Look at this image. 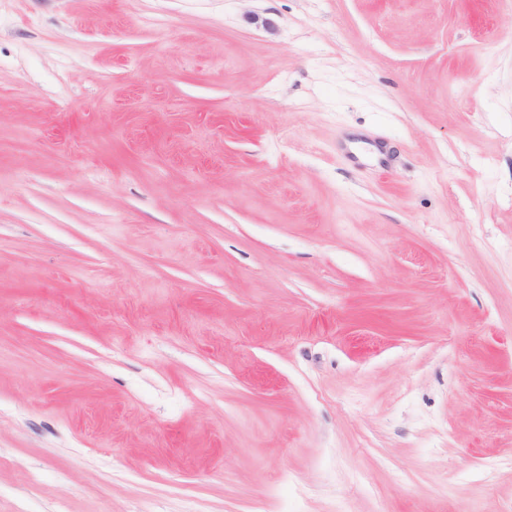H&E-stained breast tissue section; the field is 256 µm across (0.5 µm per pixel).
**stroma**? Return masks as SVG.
<instances>
[{
  "mask_svg": "<svg viewBox=\"0 0 512 512\" xmlns=\"http://www.w3.org/2000/svg\"><path fill=\"white\" fill-rule=\"evenodd\" d=\"M0 512H512V0H0Z\"/></svg>",
  "mask_w": 512,
  "mask_h": 512,
  "instance_id": "1",
  "label": "stroma"
}]
</instances>
